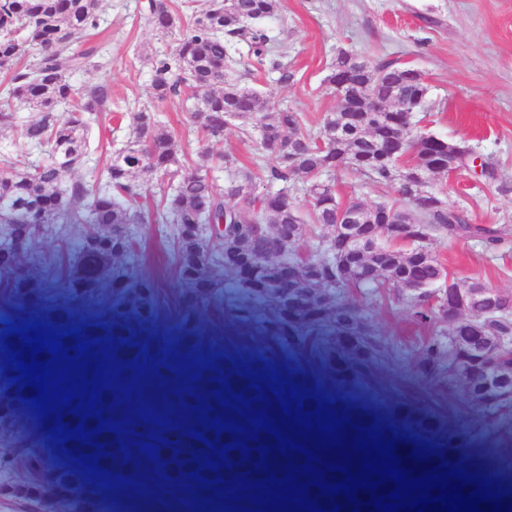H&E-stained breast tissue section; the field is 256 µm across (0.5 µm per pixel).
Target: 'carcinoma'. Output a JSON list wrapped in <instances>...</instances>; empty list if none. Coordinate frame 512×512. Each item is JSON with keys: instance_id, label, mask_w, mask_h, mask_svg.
<instances>
[{"instance_id": "cac0c4a2", "label": "carcinoma", "mask_w": 512, "mask_h": 512, "mask_svg": "<svg viewBox=\"0 0 512 512\" xmlns=\"http://www.w3.org/2000/svg\"><path fill=\"white\" fill-rule=\"evenodd\" d=\"M104 8L105 0H0V74L7 79L0 96V127L18 128L39 151L35 160L0 155V290L6 292L10 305L0 310V339L15 351L21 349L18 336L3 334L6 322L19 324L20 314L48 300L51 304L44 309L48 321L57 330L70 331L73 303L93 299L106 284L112 303L104 318L83 323L82 339L94 349L107 344L112 361L131 372L148 366L157 379L172 383L179 373L155 354L165 343L158 338L148 341L134 330L136 325L157 321L161 296L172 288L180 315L179 340L185 350L191 352L196 346L200 306L218 296L222 314L233 321L258 320L273 337L295 336L323 347V364L338 379L348 381L397 356L394 345L369 329L350 295L364 290L374 300L386 302L396 287L394 278L402 275L413 285L409 289L412 319L425 329L414 339V360L404 384L422 394L425 401H401L390 417L340 394L330 399L326 408L361 427L378 425V432L387 439L398 441L404 436L409 446L426 447L435 462L445 455L443 461L450 467L459 465L470 440L439 418L430 405L446 407L450 413L474 411L482 425L495 434L499 449L512 458V352L494 357L495 368L506 377L502 399L490 400L483 389L484 355L497 347L500 338L512 336V293L494 304L478 294L487 287L485 282L463 280L477 295L465 318L449 326L448 307L433 301L425 289L449 278L430 249L435 234L472 232L491 245L504 231L472 223L464 209L413 206L411 195H420L423 184L407 172L428 169L430 161L417 149V135L397 123L394 113L379 111L374 102L377 85L386 84L399 105L409 109L427 98V85L403 80L404 66L393 62L379 66L372 80L363 75L352 77L360 93V111L355 113L358 120L352 122L351 133L342 138L336 137V126L344 120V112L327 114L317 135L307 132L299 113L288 109L276 111L269 120L266 112L273 109L271 102L230 77L233 59L226 42L246 43L259 67L269 66L279 74L281 83L292 80L294 73L288 67L267 59L272 37L259 27L278 11L279 0H208L205 10L192 15L189 32L175 40L169 54L153 63V89L164 99L177 94L182 85L193 88L199 102L191 119L211 142L224 138L227 109L233 118L253 125L259 131V149L274 160L265 180L277 186L273 194L279 206L271 207L266 197L255 195L256 175L230 155L204 148L193 165L185 167L174 132L143 111L129 114L126 144L105 160L96 185L89 186L68 177L88 161L89 129L100 122L103 113H112V96L104 85L80 95L69 78L77 71L99 66V46L82 50L76 46L98 28ZM147 11L164 36L173 33L180 22L171 0H148ZM28 44L39 47L41 56L25 64ZM16 101L35 109L21 124L17 123ZM62 104L69 105L66 121L57 114ZM330 156L341 159L342 168L363 174L374 185L398 186L399 199L393 206L414 220L409 229L415 240L390 247L386 245L388 237L381 236L373 246L354 254L348 265L338 266L332 254L331 231L341 203L335 186L322 179L330 172L324 166ZM219 164L228 171L222 187L208 175ZM139 172L168 179V188L150 205L143 202L144 185L136 180ZM299 176L308 179L310 209L305 214L296 212L292 202L294 181ZM159 220L174 226L175 280L135 281L132 266L125 264L139 249L133 225ZM72 224L82 227L74 242L68 231ZM311 224L319 226L320 281L302 278L273 283L272 271L301 262L293 247ZM49 233L60 240L61 248L48 259L35 253L34 247ZM55 278L62 281L64 295L52 300L50 288ZM242 370L240 364L227 359L208 364L195 373L193 385L174 390L177 406L192 411L204 392L210 397L213 416L227 423L228 408L215 396L220 389L222 398L232 404V393L251 400L250 408L244 409L248 415L267 409L271 392L263 381L239 375ZM16 375L14 370L0 373V387L7 388L6 396L0 397V470L23 467L28 477L0 485V498L26 505L41 499L44 512H54L60 500L69 503L72 512H98L89 471L72 459L74 455L93 453L107 474L128 479L154 471L171 484L196 485L198 481L187 474L197 471L210 481L223 479L213 485L215 489L242 485L255 490V480L271 475L280 479L289 464L306 462L302 453L288 449L280 454L273 434L262 428L256 432L242 421L235 425L247 432L218 433L201 424L163 425L151 417H131L115 434L106 422V417L118 411L109 386L100 388L101 418L83 421L68 407L61 412L62 422L71 429L81 422L87 431L100 427L102 433L91 436L93 444L77 440L58 444L52 437L49 450L39 445L16 448L5 437L19 430L20 411L29 407L25 401L28 390L12 383ZM252 382L262 390L250 387ZM292 382L310 394L303 401V411L317 409L311 395L321 394L318 382L305 372L296 373ZM224 383L231 390L223 389ZM261 394L266 399H257ZM101 419L105 420L102 427ZM197 432L204 433L214 448L194 439ZM235 441L244 443L247 450L238 447L226 454L228 461L219 460L218 450ZM97 443L104 449H97ZM147 444L155 450H142ZM264 445L271 448L267 471L260 463ZM207 457L220 461L217 470L200 469ZM487 469L496 471L497 485L509 490L504 498L509 501L512 466L494 461Z\"/></svg>"}]
</instances>
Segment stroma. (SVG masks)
Listing matches in <instances>:
<instances>
[{
  "label": "stroma",
  "instance_id": "35a3bbf8",
  "mask_svg": "<svg viewBox=\"0 0 512 512\" xmlns=\"http://www.w3.org/2000/svg\"><path fill=\"white\" fill-rule=\"evenodd\" d=\"M106 4L94 36L102 51L101 65L76 72L70 81L81 91L95 85L108 87L112 109L119 117L91 128L90 159L74 172V179L94 182L98 160L122 148L127 140L128 123L121 120V113L145 109L174 130L187 159H194L206 147L233 155L258 174L257 194L267 192L262 175L273 161L258 153L252 126L230 120L223 140L212 145L189 120L194 105L191 94L156 98L148 59L169 53L174 39L156 32L148 20L146 0H106ZM265 25L273 38L270 55L293 71V81L280 83L277 73L258 68L242 42L229 49L234 74L275 107L298 112L311 133H319L324 116L338 106L337 97L323 80L339 50L373 67L389 61L406 63L419 69L429 85L427 102L413 117L416 131L469 142L495 164L500 182L512 183V0H280L278 12ZM333 180L341 196H358L370 204L390 202L397 196L395 187L372 185L351 170L337 171ZM430 184L443 190L449 205L465 208L473 223L512 230V193L498 192L466 174L453 179L439 175ZM134 232L143 248V259L136 264L138 276L170 277L172 225L138 224ZM431 250L451 277L478 278L512 291V233L495 247L470 234H439ZM356 301L381 337L403 345L402 361L412 363L413 353L406 342L420 330L412 321L408 300L402 297L381 306L360 295ZM196 352L207 360L226 355L247 368L262 365L285 380L304 370L319 379L327 394L336 391L335 375L323 368L311 347L294 339H273L255 323L205 316ZM99 360L125 414L196 424L197 412H181L172 401L170 385L150 371L130 374L113 366L106 353ZM346 390L381 410L403 396L399 376L391 366L365 371ZM93 481L101 486L104 512L255 510L251 492L233 496L222 490L189 489L170 485L155 474L137 481L97 475Z\"/></svg>",
  "mask_w": 512,
  "mask_h": 512
}]
</instances>
